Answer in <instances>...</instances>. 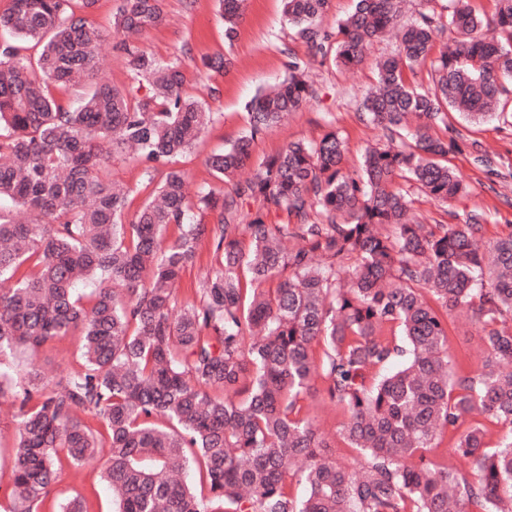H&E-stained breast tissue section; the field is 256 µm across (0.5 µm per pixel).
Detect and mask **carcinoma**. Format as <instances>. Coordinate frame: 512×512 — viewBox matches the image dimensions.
<instances>
[{"instance_id":"carcinoma-1","label":"carcinoma","mask_w":512,"mask_h":512,"mask_svg":"<svg viewBox=\"0 0 512 512\" xmlns=\"http://www.w3.org/2000/svg\"><path fill=\"white\" fill-rule=\"evenodd\" d=\"M95 2L12 0L0 14V397L17 406L10 512L45 502L59 452L82 465L103 446L112 512H512V230L484 239L474 210L420 224L410 194L394 188L403 178L445 210L468 195L441 162L456 142L429 130L450 110L483 121L512 94V0L488 18L448 0L447 14L421 11L405 27L361 103L384 144L359 169L345 166L330 131L237 180L250 141L313 97L309 61L292 62L287 82L248 104L250 138L206 159L227 189L194 200L185 174L165 165L199 145L214 113L183 95L178 64L145 51L126 49L144 97L97 78ZM242 2L218 0L229 43ZM329 2L283 0L284 13L310 61L338 69L362 64L400 12V0H356L330 32ZM162 20L160 0H122L113 25L135 36ZM443 36L452 49L431 62L433 85L409 81ZM69 86L82 87L72 104L53 92ZM130 151L155 183L131 216L130 191L110 179L112 159ZM204 240L211 259L197 298L181 301L177 284ZM87 280L97 287L84 303L76 285ZM463 311L487 353L473 376L448 356V318ZM72 332L80 370L54 381L6 366ZM318 381L344 412L337 436L362 458L357 471L329 455L307 410ZM474 414L506 429L494 448L479 426L458 435L474 479L425 461ZM192 465L204 493L181 480Z\"/></svg>"}]
</instances>
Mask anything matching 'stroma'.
I'll list each match as a JSON object with an SVG mask.
<instances>
[{
  "label": "stroma",
  "instance_id": "stroma-1",
  "mask_svg": "<svg viewBox=\"0 0 512 512\" xmlns=\"http://www.w3.org/2000/svg\"><path fill=\"white\" fill-rule=\"evenodd\" d=\"M120 0H96L90 18L103 38L96 48L97 75L120 88L136 82L121 49L125 35L112 24ZM216 0H163V20L147 29L139 45L158 59L178 61L184 73L183 91L208 106L214 114L201 144L172 161L185 172L191 190L218 187V180L205 164L208 155L219 153L247 134L246 105L263 88L282 82L291 60L306 58V44L291 31L281 0H245L238 36L233 45L224 43V25L217 14ZM232 60L223 74L203 67L201 60L218 55ZM315 95L302 105L283 126L273 128L251 145V161L242 171L250 177L263 157L282 150L295 140H319L329 129H336L345 145L346 167H358L367 147L375 144L379 132L359 117L363 93L375 82L370 65L344 71L332 64L312 63ZM433 136L456 139L462 148L449 152L447 162L470 186L468 195L453 203V211L480 210L490 217L484 227L487 237L512 225V115L503 114L489 122H476L452 112L448 122L431 129ZM486 149L493 159L492 171L473 163L475 148ZM478 325L460 318L448 322V354L459 373L481 371L486 351ZM36 365L48 379H57L80 369V338L68 335L47 344L36 355H18L10 365L14 372H25ZM107 460L99 451L95 460L81 466L62 460L60 477L42 512H53L56 502L70 496L81 497L88 512H112V494L101 478Z\"/></svg>",
  "mask_w": 512,
  "mask_h": 512
}]
</instances>
